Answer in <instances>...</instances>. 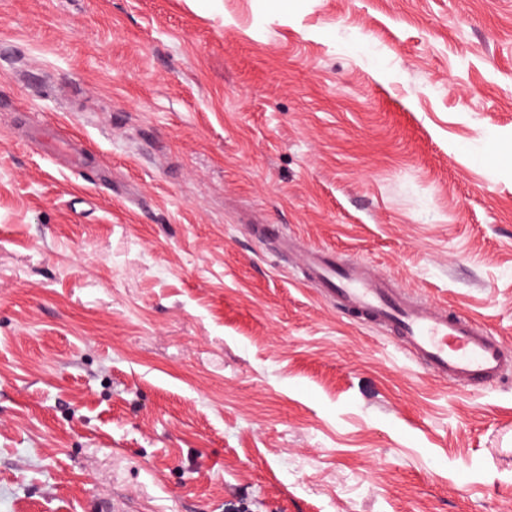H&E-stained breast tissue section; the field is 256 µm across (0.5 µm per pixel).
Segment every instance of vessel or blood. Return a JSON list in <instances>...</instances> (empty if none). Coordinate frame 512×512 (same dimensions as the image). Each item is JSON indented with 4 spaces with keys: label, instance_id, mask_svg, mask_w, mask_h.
Returning <instances> with one entry per match:
<instances>
[{
    "label": "vessel or blood",
    "instance_id": "1",
    "mask_svg": "<svg viewBox=\"0 0 512 512\" xmlns=\"http://www.w3.org/2000/svg\"><path fill=\"white\" fill-rule=\"evenodd\" d=\"M305 278L360 323L396 334L435 376L479 388L501 378L503 344L473 319L417 302L361 264H338L333 253L309 250Z\"/></svg>",
    "mask_w": 512,
    "mask_h": 512
}]
</instances>
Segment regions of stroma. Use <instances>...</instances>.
<instances>
[{
  "mask_svg": "<svg viewBox=\"0 0 512 512\" xmlns=\"http://www.w3.org/2000/svg\"><path fill=\"white\" fill-rule=\"evenodd\" d=\"M508 154L512 0H0V512H512V370L257 231L512 351ZM303 266L305 279L337 307L396 334L435 376L473 388L501 378L504 346L473 319L414 301L361 264H338L328 251L310 249Z\"/></svg>",
  "mask_w": 512,
  "mask_h": 512,
  "instance_id": "obj_1",
  "label": "stroma"
}]
</instances>
